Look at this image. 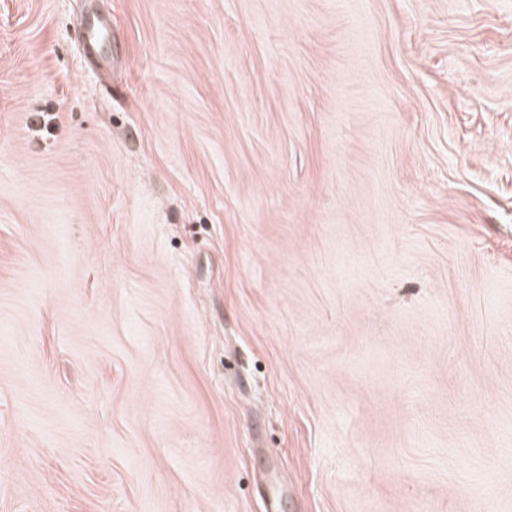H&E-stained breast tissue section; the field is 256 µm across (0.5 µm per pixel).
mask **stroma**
I'll return each mask as SVG.
<instances>
[{
	"label": "stroma",
	"mask_w": 512,
	"mask_h": 512,
	"mask_svg": "<svg viewBox=\"0 0 512 512\" xmlns=\"http://www.w3.org/2000/svg\"><path fill=\"white\" fill-rule=\"evenodd\" d=\"M271 503L512 512V0H0V512ZM111 33L110 22L95 13L86 16L84 25V43L87 54L95 61L107 63L112 58L107 39Z\"/></svg>",
	"instance_id": "1"
}]
</instances>
